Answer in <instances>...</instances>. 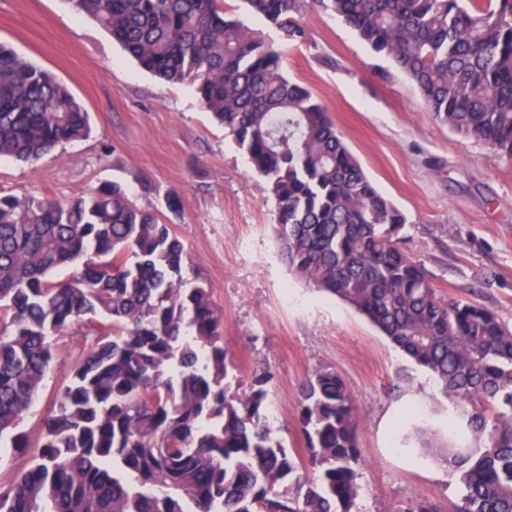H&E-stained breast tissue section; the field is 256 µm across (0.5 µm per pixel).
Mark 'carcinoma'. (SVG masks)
<instances>
[{
    "label": "carcinoma",
    "instance_id": "cac0c4a2",
    "mask_svg": "<svg viewBox=\"0 0 512 512\" xmlns=\"http://www.w3.org/2000/svg\"><path fill=\"white\" fill-rule=\"evenodd\" d=\"M290 41L314 5L341 17L418 88L436 118L512 158V0H243ZM146 71L195 86L277 205L291 270L364 315L462 405L479 444L439 449L462 494L450 512H512V330L445 299L399 246L406 218L263 33L217 0H68ZM91 133L48 70L0 43V157L36 163ZM172 225L114 184L73 201L0 194V448L33 464L0 512H352L354 399L308 379L297 456L267 424L268 374L237 368L207 288L184 287ZM72 272L52 279L58 269ZM104 316L36 438L17 431L76 323Z\"/></svg>",
    "mask_w": 512,
    "mask_h": 512
}]
</instances>
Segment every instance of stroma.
<instances>
[{
  "mask_svg": "<svg viewBox=\"0 0 512 512\" xmlns=\"http://www.w3.org/2000/svg\"><path fill=\"white\" fill-rule=\"evenodd\" d=\"M224 6L275 40L289 78L314 94L376 188L405 213L400 246L437 292L480 303L512 328V158L439 122L416 85L335 14L309 10L306 39L288 42L242 0ZM0 42L52 72L92 126L89 137L37 163L0 158V192L64 201L120 184L184 243L185 285L210 291L236 388L271 374L267 401L282 408L269 423L276 438L305 450L300 391L316 370L332 369L359 410L352 512H401L416 498L450 512L458 476L420 442L472 441L465 425L448 427L455 401L363 316L289 271L266 180L193 87L141 69L66 0H0ZM92 329L79 323L60 339L59 360L21 431L37 434Z\"/></svg>",
  "mask_w": 512,
  "mask_h": 512,
  "instance_id": "obj_1",
  "label": "stroma"
}]
</instances>
